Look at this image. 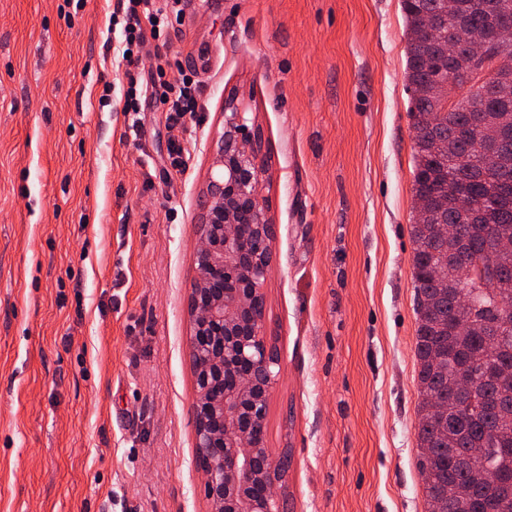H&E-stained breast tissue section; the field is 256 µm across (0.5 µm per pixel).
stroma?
<instances>
[{
    "label": "stroma",
    "mask_w": 512,
    "mask_h": 512,
    "mask_svg": "<svg viewBox=\"0 0 512 512\" xmlns=\"http://www.w3.org/2000/svg\"><path fill=\"white\" fill-rule=\"evenodd\" d=\"M116 4L0 0V512H208L186 340L229 100L261 135L274 230L280 496L288 512H428L400 0H181L136 71L191 77L200 110L175 135L150 87L136 137Z\"/></svg>",
    "instance_id": "1"
}]
</instances>
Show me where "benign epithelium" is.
Returning <instances> with one entry per match:
<instances>
[{"label":"benign epithelium","mask_w":512,"mask_h":512,"mask_svg":"<svg viewBox=\"0 0 512 512\" xmlns=\"http://www.w3.org/2000/svg\"><path fill=\"white\" fill-rule=\"evenodd\" d=\"M260 135L241 113H224V132L204 192L200 242L190 297L195 465L209 512H284L275 485L283 476L269 449L249 444L241 428L266 418L279 360L271 356L264 316L252 312L270 266L272 224L259 192ZM253 226L242 242L237 225Z\"/></svg>","instance_id":"7a95c632"}]
</instances>
